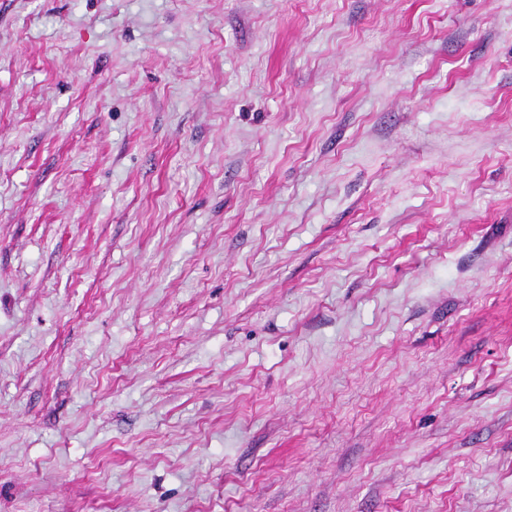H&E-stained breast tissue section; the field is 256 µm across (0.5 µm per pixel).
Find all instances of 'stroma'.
I'll list each match as a JSON object with an SVG mask.
<instances>
[{
  "mask_svg": "<svg viewBox=\"0 0 512 512\" xmlns=\"http://www.w3.org/2000/svg\"><path fill=\"white\" fill-rule=\"evenodd\" d=\"M0 512H512V0H0Z\"/></svg>",
  "mask_w": 512,
  "mask_h": 512,
  "instance_id": "stroma-1",
  "label": "stroma"
}]
</instances>
